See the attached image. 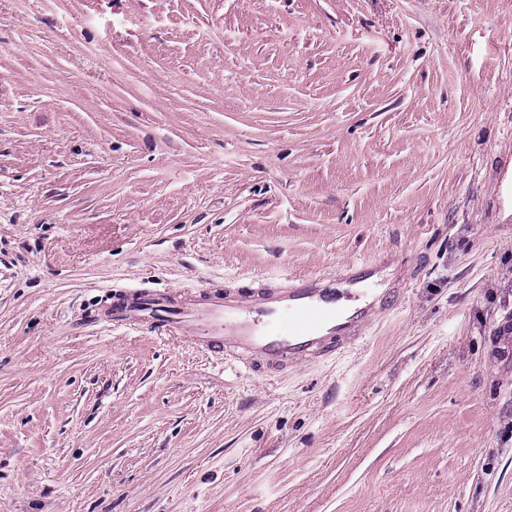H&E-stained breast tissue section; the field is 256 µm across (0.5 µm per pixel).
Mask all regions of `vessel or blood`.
<instances>
[{"label":"vessel or blood","mask_w":512,"mask_h":512,"mask_svg":"<svg viewBox=\"0 0 512 512\" xmlns=\"http://www.w3.org/2000/svg\"><path fill=\"white\" fill-rule=\"evenodd\" d=\"M387 267L351 264L334 275L263 281L248 291L183 300L170 292L119 297L112 324H150L251 369L285 372L358 344L365 328L392 303Z\"/></svg>","instance_id":"vessel-or-blood-1"}]
</instances>
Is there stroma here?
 Returning <instances> with one entry per match:
<instances>
[{
	"label": "stroma",
	"instance_id": "1",
	"mask_svg": "<svg viewBox=\"0 0 512 512\" xmlns=\"http://www.w3.org/2000/svg\"><path fill=\"white\" fill-rule=\"evenodd\" d=\"M383 261L271 377L117 294ZM512 0H0V512H512Z\"/></svg>",
	"mask_w": 512,
	"mask_h": 512
}]
</instances>
